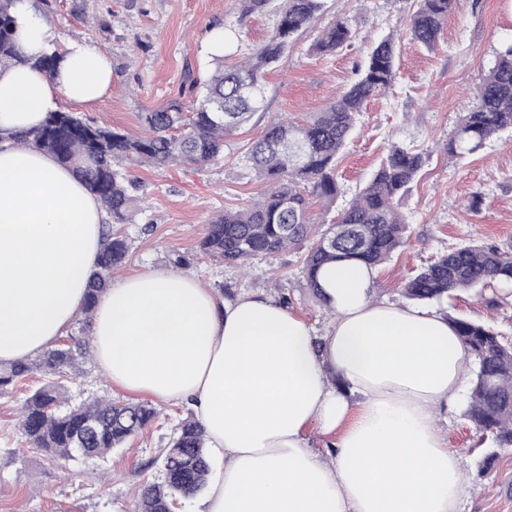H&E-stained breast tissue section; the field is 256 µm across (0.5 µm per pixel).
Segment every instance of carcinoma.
<instances>
[{
	"label": "carcinoma",
	"mask_w": 512,
	"mask_h": 512,
	"mask_svg": "<svg viewBox=\"0 0 512 512\" xmlns=\"http://www.w3.org/2000/svg\"><path fill=\"white\" fill-rule=\"evenodd\" d=\"M279 2L275 26L243 61L224 64L200 82L193 107L174 100L142 113L146 130L132 134L91 124L72 112L48 113L44 123L24 134L28 147L54 156L70 167L112 217L124 223L136 207L137 189L127 167L200 166L224 156V141L263 111L267 71L288 50L294 35L315 21L321 0H240L245 16L268 11ZM460 0H417L410 17L411 40L433 47ZM13 0H0V66L26 64L12 37ZM350 21L325 28L314 45L321 55L335 53L353 38ZM398 45L386 35L374 42L358 79L318 112L299 121L268 122L249 149L252 167L266 184L262 198L241 209H226L207 224L200 252L225 264L242 265L254 255L276 256L314 240L304 258L307 288L322 298L318 273L338 260H358L376 268L405 243L407 219L398 201L424 167L423 153L390 146L372 178L329 224L313 221L312 197L330 210L341 193L336 159L352 137L364 103L391 86ZM512 130V38L501 40L493 66L480 82L474 101L459 115L443 147L450 158L474 154L505 130ZM126 238L103 234L98 270L87 288L82 314L90 318L112 276L125 264ZM512 287V251L492 244L453 247L421 266L401 288L415 301H440L459 290L492 285ZM462 345L473 356V382L465 418L478 431L489 432L495 447L488 457L512 448V342L492 327L447 316ZM83 352L62 343L33 359L0 365V390L33 372L60 375L79 372ZM67 399L50 381L29 395L19 414V430L31 448L54 462L79 458L84 448L104 459L132 436L148 428L158 411L148 403H114L94 398L63 408ZM159 462L163 480L137 487L134 512H174L177 501L203 490L210 464L201 423L193 416L179 422Z\"/></svg>",
	"instance_id": "obj_1"
}]
</instances>
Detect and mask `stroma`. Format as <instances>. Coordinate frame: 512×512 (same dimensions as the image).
<instances>
[{"instance_id":"1","label":"stroma","mask_w":512,"mask_h":512,"mask_svg":"<svg viewBox=\"0 0 512 512\" xmlns=\"http://www.w3.org/2000/svg\"><path fill=\"white\" fill-rule=\"evenodd\" d=\"M415 8L414 0H325L318 23L294 37L266 77L267 117L316 112L358 78L374 40L390 32L400 36L392 87L366 103L337 161L341 207L366 183L388 146L429 156L402 201L409 240L377 269L376 294L392 301L401 300L400 288L416 268L450 248L473 242L512 251V132L457 164L443 152L458 114L469 107L492 66L499 41L512 35V0H461L431 49L406 36ZM339 18L352 20L354 39L336 54L313 55L322 27ZM51 20L60 41L86 40L112 59L111 95L78 108V115L139 132L146 109L172 99L192 102L191 78H205L213 69L212 28L231 34L243 56L264 39L276 14L242 17L238 0H57ZM261 128L255 120L244 125L225 141L223 159L201 167L133 169L137 206L117 227L129 243L124 270L165 269L182 255L188 272L214 291L288 299L290 310L322 329L329 313L306 286L303 250L252 257L243 272L198 252L208 220L224 209L252 204L265 191L248 160ZM440 308L512 336L511 299L493 306L486 296L460 291ZM65 341L86 349L80 373L63 379L72 401L129 400L89 352L84 317L76 318ZM46 381L37 372L0 393V512H130L136 487L160 480L154 459L192 406L158 402L159 418L124 448L93 463L69 461L62 469L44 452L24 448L18 430L20 406ZM445 417L448 446L459 455L465 477L459 512H512V449L484 467L490 438L468 424L463 409L449 410Z\"/></svg>"}]
</instances>
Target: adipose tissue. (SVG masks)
<instances>
[{
    "mask_svg": "<svg viewBox=\"0 0 512 512\" xmlns=\"http://www.w3.org/2000/svg\"><path fill=\"white\" fill-rule=\"evenodd\" d=\"M27 61L0 66V363L67 334L96 269L103 205L51 156L17 136L63 105L112 92L110 57L59 43L34 0H14ZM58 54L54 75L34 58ZM376 271L341 262L319 274L324 333L272 298L232 301L195 276L146 269L112 282L91 326L113 385L186 401L214 466L202 512H459L464 474L438 423L467 399L472 355L437 310L377 298ZM318 428L335 458L309 446Z\"/></svg>",
    "mask_w": 512,
    "mask_h": 512,
    "instance_id": "adipose-tissue-1",
    "label": "adipose tissue"
}]
</instances>
